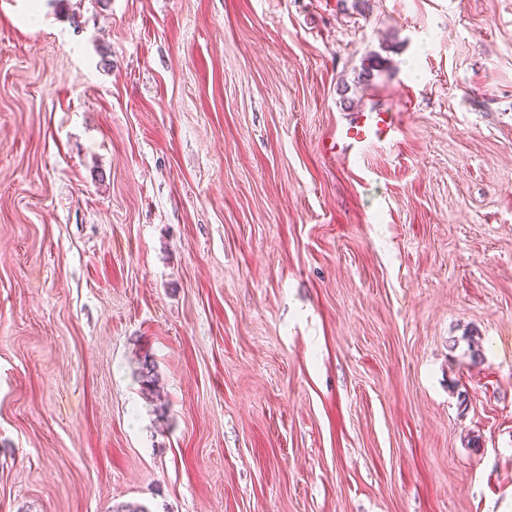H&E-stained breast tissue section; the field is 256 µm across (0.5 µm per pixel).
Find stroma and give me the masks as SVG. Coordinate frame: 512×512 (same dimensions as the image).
<instances>
[{
  "mask_svg": "<svg viewBox=\"0 0 512 512\" xmlns=\"http://www.w3.org/2000/svg\"><path fill=\"white\" fill-rule=\"evenodd\" d=\"M511 337L512 0H0V512H512ZM347 125L336 126L329 149L340 150L344 157L362 155L369 147L393 139L401 112H356Z\"/></svg>",
  "mask_w": 512,
  "mask_h": 512,
  "instance_id": "stroma-1",
  "label": "stroma"
}]
</instances>
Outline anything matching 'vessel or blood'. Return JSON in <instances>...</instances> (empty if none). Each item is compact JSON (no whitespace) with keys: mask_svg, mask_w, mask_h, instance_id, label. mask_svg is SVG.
Wrapping results in <instances>:
<instances>
[{"mask_svg":"<svg viewBox=\"0 0 512 512\" xmlns=\"http://www.w3.org/2000/svg\"><path fill=\"white\" fill-rule=\"evenodd\" d=\"M401 115L397 112H361L347 125L337 127L330 147L344 157L362 155L369 147L392 140Z\"/></svg>","mask_w":512,"mask_h":512,"instance_id":"b4317fda","label":"vessel or blood"}]
</instances>
